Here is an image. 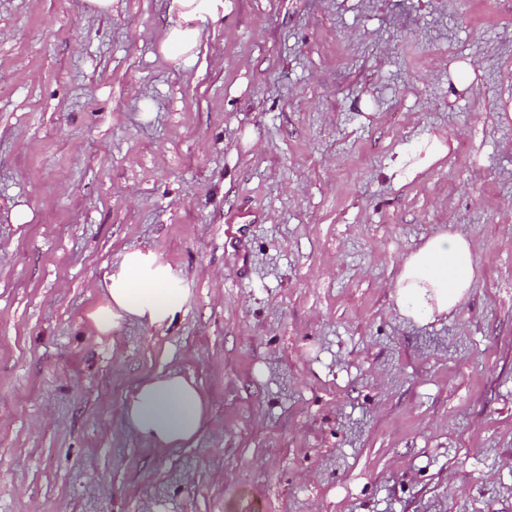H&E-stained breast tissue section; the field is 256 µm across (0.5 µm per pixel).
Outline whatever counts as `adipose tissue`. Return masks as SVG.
I'll list each match as a JSON object with an SVG mask.
<instances>
[{
	"label": "adipose tissue",
	"instance_id": "1",
	"mask_svg": "<svg viewBox=\"0 0 512 512\" xmlns=\"http://www.w3.org/2000/svg\"><path fill=\"white\" fill-rule=\"evenodd\" d=\"M221 5L222 0H170L173 19L160 46L162 54L192 59L201 22L216 18ZM473 286L469 241L444 230L406 256L393 298L403 317L425 324L466 301ZM106 291L105 303L89 315L90 328L100 335L109 334L123 317L157 327L171 325L186 302L181 289L171 286L169 272L153 266L150 255L141 252L124 257ZM208 413L206 393L194 379L173 371L142 380L119 410L125 426L157 448L195 444Z\"/></svg>",
	"mask_w": 512,
	"mask_h": 512
}]
</instances>
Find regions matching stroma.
Here are the masks:
<instances>
[{"label":"stroma","mask_w":512,"mask_h":512,"mask_svg":"<svg viewBox=\"0 0 512 512\" xmlns=\"http://www.w3.org/2000/svg\"><path fill=\"white\" fill-rule=\"evenodd\" d=\"M168 5L0 0V512H512V0H223L187 63ZM445 229L475 286L420 325ZM135 250L185 306L96 336ZM170 370L187 448L118 418ZM474 279L469 241L443 230L406 256L392 296L403 317L426 324L466 301ZM208 413L206 393L193 378L173 371L142 380L119 410L125 426L157 448L195 444Z\"/></svg>","instance_id":"35a3bbf8"}]
</instances>
